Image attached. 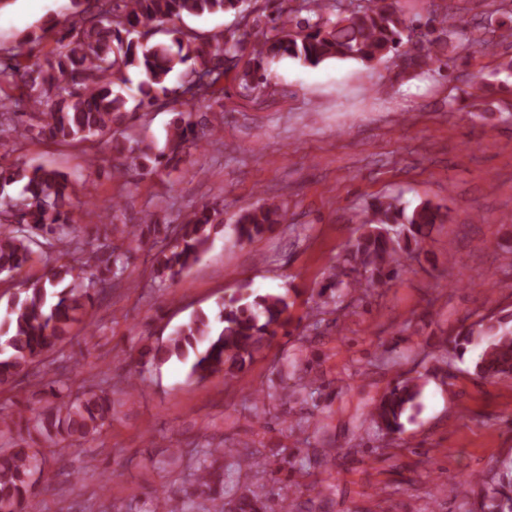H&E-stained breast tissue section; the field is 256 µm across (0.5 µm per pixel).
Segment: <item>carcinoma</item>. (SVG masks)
<instances>
[{
  "mask_svg": "<svg viewBox=\"0 0 512 512\" xmlns=\"http://www.w3.org/2000/svg\"><path fill=\"white\" fill-rule=\"evenodd\" d=\"M310 14L293 35L272 27L263 38L237 30L206 39L169 26L185 17L233 13L246 18L247 0H76L84 5L79 20L57 28L53 20L23 40L39 43L52 38L54 46L31 63L21 54L3 56L0 77L11 81L15 93L0 98V275L19 273L40 250H56L68 260L53 266L42 279L18 289L0 321V386L14 388L21 375L41 357L70 340L71 331L93 307L125 280L133 259L113 239L143 244L152 235L158 248V269L174 280L190 269L217 229V211L195 208L172 228L158 214H144L139 224H114L89 250L71 225L77 182L58 169L10 163L16 146L37 140L55 144L109 147L125 156L113 165V177L152 174L175 169L188 149L213 134L212 121L188 108L190 102L214 100L221 81L237 72L240 84L255 88L267 81V67L282 58L309 66L330 60L387 62L401 54L403 39L416 33L391 0H367L348 14L325 15L326 0H303ZM463 31L455 16L444 15L438 25L419 33L421 46L407 65L428 69L454 46ZM140 77L134 106L124 89L129 73ZM140 108L175 113L165 149L154 153L137 143L121 142L120 126L127 114ZM441 221L439 207L426 201L411 212L396 198H377L368 207L362 232L344 254L340 275L357 272L364 280L344 283L333 279L318 293L335 298V288H379L398 274L401 259L420 249L428 227ZM287 222L283 205L265 201L241 212L233 234L250 242ZM290 304L275 293L256 294L247 288L222 302L215 314L201 310L178 326L160 345L145 350L156 363L173 358L191 362V374L204 380L217 374L235 378L252 361L265 340L290 321ZM478 348L473 375L496 382L512 378V310L502 309L463 326L448 340L446 354L463 359ZM45 388L51 399L30 415L6 416L0 425L16 432L11 448L0 450V512H26L32 490L50 459L66 444L98 436L112 419V391L91 385L69 392L50 378ZM420 378L396 380L373 405L369 416L376 433H402L404 420L419 407ZM211 448L195 474L194 495L199 512H266L261 496L250 491L224 500V483L208 458L223 455ZM484 512H512V478L502 481L482 503Z\"/></svg>",
  "mask_w": 512,
  "mask_h": 512,
  "instance_id": "obj_1",
  "label": "carcinoma"
}]
</instances>
